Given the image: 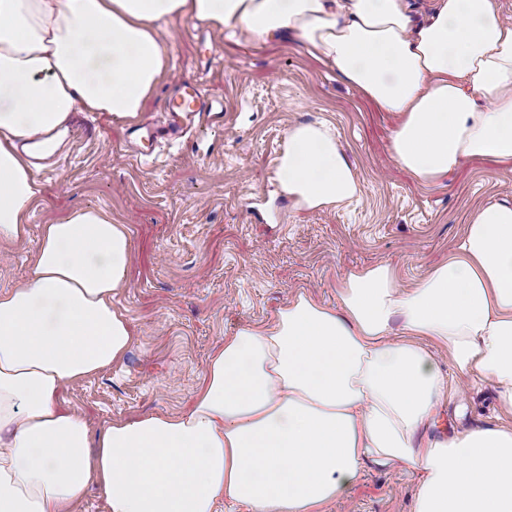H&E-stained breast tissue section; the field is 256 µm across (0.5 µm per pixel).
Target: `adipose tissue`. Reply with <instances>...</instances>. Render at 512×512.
<instances>
[{
  "label": "adipose tissue",
  "instance_id": "adipose-tissue-1",
  "mask_svg": "<svg viewBox=\"0 0 512 512\" xmlns=\"http://www.w3.org/2000/svg\"><path fill=\"white\" fill-rule=\"evenodd\" d=\"M185 18L256 41L292 35L377 111L400 117L397 164L424 184L463 163H512V21L495 0H0V243L21 240L41 193L30 142L75 112H139L168 67L160 32ZM298 208L354 198L335 138L302 124L277 170ZM128 230L95 208L41 228L25 280L0 290V512H72L89 484L106 512H322L365 463L417 476L415 512H512V427L422 431L447 392L436 351L512 414V203L477 208L415 287L378 264L337 304L298 294L210 358L190 407L91 436L69 384L131 342L112 295ZM400 334H393V324Z\"/></svg>",
  "mask_w": 512,
  "mask_h": 512
}]
</instances>
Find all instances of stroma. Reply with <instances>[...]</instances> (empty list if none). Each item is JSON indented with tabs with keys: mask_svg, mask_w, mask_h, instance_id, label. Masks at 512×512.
Listing matches in <instances>:
<instances>
[{
	"mask_svg": "<svg viewBox=\"0 0 512 512\" xmlns=\"http://www.w3.org/2000/svg\"><path fill=\"white\" fill-rule=\"evenodd\" d=\"M161 38L168 68L142 112L75 113L76 133L35 171L42 193L27 235L0 243L2 289L27 277L41 225L74 208L99 209L128 230V275L112 308L130 323V347L60 397L95 434L114 420L188 408L224 338L272 322L297 293L336 306L350 271L380 263L413 287L447 260L478 206L512 195V164L468 161L436 184L416 181L392 156L398 115L375 111L299 41L230 40L184 19ZM179 79L221 94L223 117L136 159L126 129L165 127L161 107ZM299 124L330 128L357 199L304 211L282 193L278 157ZM439 366L454 396L439 405L432 434L498 425L494 390L473 387L447 359ZM415 492V476L368 464L326 512H413Z\"/></svg>",
	"mask_w": 512,
	"mask_h": 512,
	"instance_id": "stroma-1",
	"label": "stroma"
}]
</instances>
